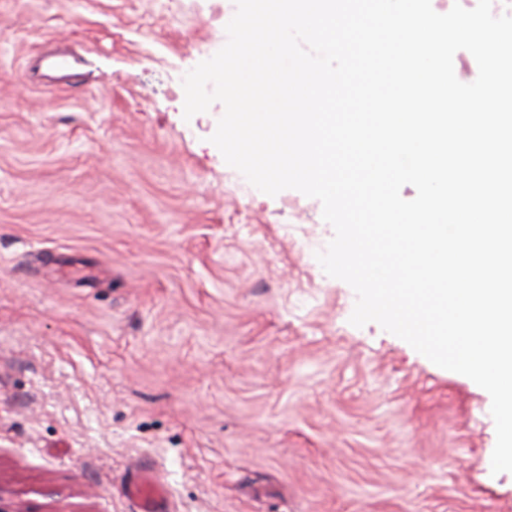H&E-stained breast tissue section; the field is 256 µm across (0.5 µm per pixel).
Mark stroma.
Masks as SVG:
<instances>
[{"instance_id": "obj_1", "label": "stroma", "mask_w": 512, "mask_h": 512, "mask_svg": "<svg viewBox=\"0 0 512 512\" xmlns=\"http://www.w3.org/2000/svg\"><path fill=\"white\" fill-rule=\"evenodd\" d=\"M235 10L0 0V505L135 512L146 467L169 512H512L490 395L351 325L321 202L184 118Z\"/></svg>"}]
</instances>
